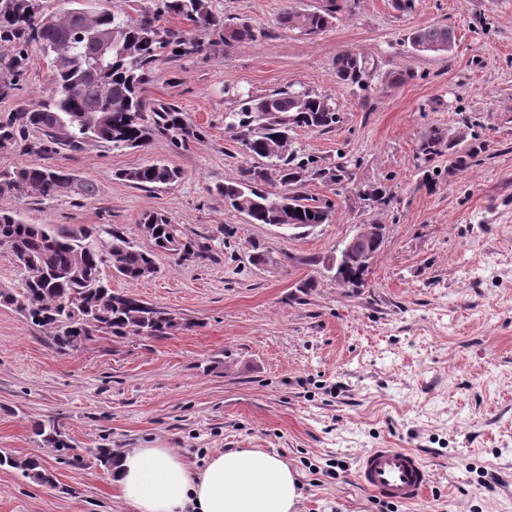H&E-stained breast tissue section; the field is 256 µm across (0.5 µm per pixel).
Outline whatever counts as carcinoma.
Returning <instances> with one entry per match:
<instances>
[{
    "label": "carcinoma",
    "instance_id": "cac0c4a2",
    "mask_svg": "<svg viewBox=\"0 0 512 512\" xmlns=\"http://www.w3.org/2000/svg\"><path fill=\"white\" fill-rule=\"evenodd\" d=\"M336 0L313 10L285 6L277 24L318 35L336 19ZM179 17L197 35L162 25ZM112 30V54L94 63L88 54L91 37ZM219 31L224 45L255 37L246 22L230 23L215 14L210 0H154V8L132 18L110 9H97L76 18L67 11L46 12L36 0H0V42L13 47L8 62L12 76L27 65L28 48L40 47L48 60L51 78L46 95L0 122V150L23 145L30 130L43 139L39 151H81L91 141L106 142L114 151L148 147L158 132L182 141L195 131L171 106H151L144 86L152 68L168 53L188 56L205 49L203 35ZM456 42L454 30L443 25L413 29L407 36L410 49L423 54L444 52ZM336 78L356 84L366 75L367 60L354 53L336 58ZM226 125L239 130L245 151L264 158L268 167L250 170L244 178L216 187L226 207L244 214L252 224H286L312 228L328 220V211L297 193H269L261 185L271 181L288 188L303 181L306 164L292 149L291 132L298 128L330 131L340 122L331 98L308 90H274L238 98L226 113ZM116 177L133 186L169 185L182 177L180 170L164 163L122 170ZM95 185L75 174L40 165L0 170V194L35 196L43 201L64 196L91 198ZM140 226L148 232L153 249L137 245L106 224L92 227L52 228L27 224L12 213L0 212V251L23 272L22 288L0 290V305L11 307L41 329L58 353L74 350L81 339L93 340L99 332L115 337L159 338L175 327V317L146 301L115 292L112 275L126 280L152 277L154 250L183 259L199 254L200 245L162 213L143 216ZM34 436L59 452L72 449L55 421L38 422ZM0 467L17 469L38 484L52 483L41 457L17 458L0 454Z\"/></svg>",
    "mask_w": 512,
    "mask_h": 512
}]
</instances>
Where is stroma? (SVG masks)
<instances>
[{
    "label": "stroma",
    "instance_id": "35a3bbf8",
    "mask_svg": "<svg viewBox=\"0 0 512 512\" xmlns=\"http://www.w3.org/2000/svg\"><path fill=\"white\" fill-rule=\"evenodd\" d=\"M324 0H211L214 13L248 22L254 39L217 44L155 66L152 106L182 112L185 144L156 136L144 150L0 152V168L43 164L91 181L90 199L0 195V211L29 224H109L139 245V222L166 214L205 256L155 257L156 276L113 278V289L169 311L164 337L97 334L60 354L11 308L0 306V452H40L53 484L0 469V512H130L94 452L162 444L203 467L224 450H275L301 484L298 512H512V0H337L336 18L309 36L279 28L285 4ZM454 29L444 55L411 53L405 35ZM345 52L373 68L362 85L337 82ZM409 72L397 81L399 72ZM50 67L31 48L23 78L0 97V119L35 102ZM283 87L331 97L329 132L297 129L303 157L346 165L348 181L308 177L299 194L328 206L327 223L298 233L228 211L218 185L263 166L246 153L226 112L227 87ZM446 143L428 157L432 132ZM480 148L457 169L460 148ZM160 160L180 182L139 188L117 171ZM386 237L364 287L342 288L324 269L359 225ZM272 262L254 264L255 251ZM315 278L300 292L297 284ZM52 418L72 449L38 448L31 429ZM372 448H407L426 464L417 502L383 499L355 476Z\"/></svg>",
    "mask_w": 512,
    "mask_h": 512
}]
</instances>
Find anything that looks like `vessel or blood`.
<instances>
[{
	"mask_svg": "<svg viewBox=\"0 0 512 512\" xmlns=\"http://www.w3.org/2000/svg\"><path fill=\"white\" fill-rule=\"evenodd\" d=\"M358 482L383 498L412 503L429 485L425 464L405 448H373L360 459Z\"/></svg>",
	"mask_w": 512,
	"mask_h": 512,
	"instance_id": "1",
	"label": "vessel or blood"
}]
</instances>
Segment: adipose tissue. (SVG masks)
Returning <instances> with one entry per match:
<instances>
[{
    "label": "adipose tissue",
    "mask_w": 512,
    "mask_h": 512,
    "mask_svg": "<svg viewBox=\"0 0 512 512\" xmlns=\"http://www.w3.org/2000/svg\"><path fill=\"white\" fill-rule=\"evenodd\" d=\"M110 479L132 512H293L301 496L278 453L250 448L216 453L199 473L173 449L128 448Z\"/></svg>",
    "instance_id": "1"
}]
</instances>
